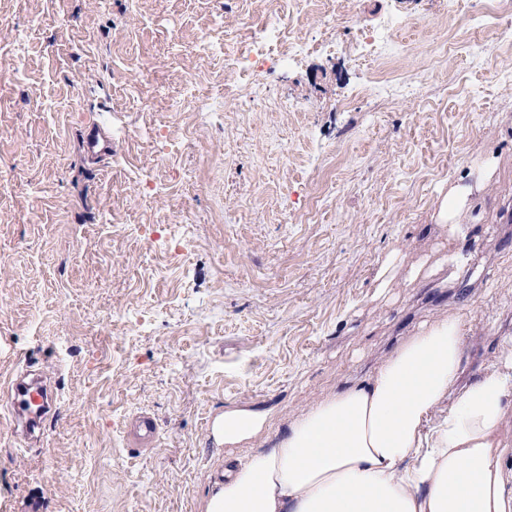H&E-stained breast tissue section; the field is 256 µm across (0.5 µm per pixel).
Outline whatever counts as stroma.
<instances>
[{"label": "stroma", "mask_w": 512, "mask_h": 512, "mask_svg": "<svg viewBox=\"0 0 512 512\" xmlns=\"http://www.w3.org/2000/svg\"><path fill=\"white\" fill-rule=\"evenodd\" d=\"M487 157L463 261L374 299L390 248L447 254L440 196ZM445 311L463 386L512 338L498 0H0V396L23 367L58 396L28 447L0 399V512H200L208 420L274 408L271 447ZM129 437L136 447L153 449L158 440V429L154 419L147 415H140L129 432Z\"/></svg>", "instance_id": "obj_1"}]
</instances>
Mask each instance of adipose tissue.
<instances>
[{
	"label": "adipose tissue",
	"instance_id": "1",
	"mask_svg": "<svg viewBox=\"0 0 512 512\" xmlns=\"http://www.w3.org/2000/svg\"><path fill=\"white\" fill-rule=\"evenodd\" d=\"M495 169L467 173L449 186L436 221L449 263L466 236L460 217L474 206ZM427 258L399 248L379 260L375 286L386 296L398 276L416 281ZM456 312L423 323L368 378L324 394L291 419L272 447L230 456L201 500L202 512H512V451L503 434L512 405V344L460 393L452 387L463 359ZM270 408H228L212 424L235 448L262 437Z\"/></svg>",
	"mask_w": 512,
	"mask_h": 512
}]
</instances>
